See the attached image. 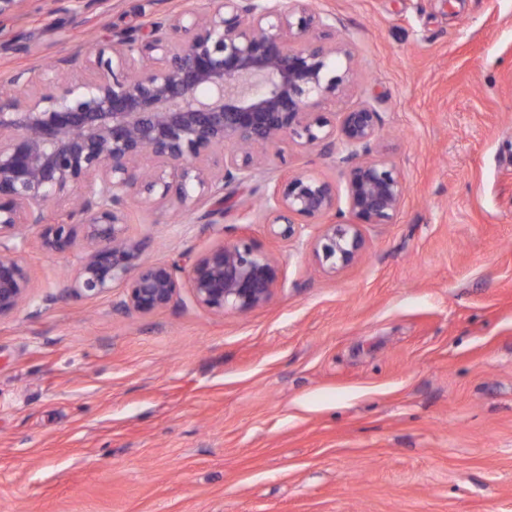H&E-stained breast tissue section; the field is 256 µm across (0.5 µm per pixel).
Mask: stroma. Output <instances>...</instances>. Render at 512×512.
<instances>
[{"label": "stroma", "mask_w": 512, "mask_h": 512, "mask_svg": "<svg viewBox=\"0 0 512 512\" xmlns=\"http://www.w3.org/2000/svg\"><path fill=\"white\" fill-rule=\"evenodd\" d=\"M356 62L333 120L379 111L406 197L328 274L319 225L273 237L287 175L336 184L341 151L292 141L207 206L131 202L149 261L244 241L278 261L241 314L189 288L154 314L121 287L66 293L79 254L19 251L32 299L0 319V512H512V0H309ZM209 0H28L0 29V88Z\"/></svg>", "instance_id": "35a3bbf8"}]
</instances>
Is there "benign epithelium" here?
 Wrapping results in <instances>:
<instances>
[{
	"instance_id": "benign-epithelium-1",
	"label": "benign epithelium",
	"mask_w": 512,
	"mask_h": 512,
	"mask_svg": "<svg viewBox=\"0 0 512 512\" xmlns=\"http://www.w3.org/2000/svg\"><path fill=\"white\" fill-rule=\"evenodd\" d=\"M26 0H0V21L24 15ZM353 54L336 41V18L307 0H212L153 23L140 39L125 34L82 60L9 78L0 98V318L29 297L30 277L13 241L40 226L48 255L80 250L67 286L97 299L116 285L123 307L151 314L167 307L187 279L193 301L222 313L251 312L274 295L277 262L247 242L222 243L180 263L149 262L127 232L132 201L181 208L223 201L224 186L257 169V148L289 138L306 147L341 143L346 155V210L336 185L311 174L287 177L265 199L271 232L291 239L321 223L315 264L336 273L362 259L365 224H390L406 184L390 158L372 154L380 112L364 104L335 126L321 102L347 91ZM146 153L163 168L142 171ZM85 192L74 196L75 188ZM71 201L65 218L48 210Z\"/></svg>"
}]
</instances>
